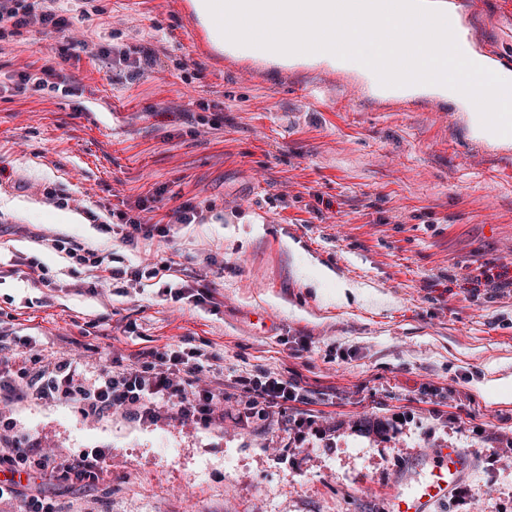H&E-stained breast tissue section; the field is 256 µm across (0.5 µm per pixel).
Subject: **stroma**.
Returning a JSON list of instances; mask_svg holds the SVG:
<instances>
[{"label":"stroma","mask_w":512,"mask_h":512,"mask_svg":"<svg viewBox=\"0 0 512 512\" xmlns=\"http://www.w3.org/2000/svg\"><path fill=\"white\" fill-rule=\"evenodd\" d=\"M191 3L104 0L87 18L65 0L63 32L29 29L0 56V332L90 371L113 351L127 365L188 337L217 353L210 379L226 385L220 427L14 406L32 443L105 454L97 485L44 494L59 512H387L401 468L447 444L475 467L446 512H512V400L479 390L512 377V292L475 281L512 277V145L473 137L446 100L219 50ZM437 4L512 68V0ZM69 40L86 48L61 58ZM112 44L153 48L157 61L128 82L102 52ZM46 63L70 90L47 106L16 91L20 67ZM213 101L223 112L203 111ZM155 193L151 223L190 198L208 205L205 222L131 245L88 218ZM57 234L127 264L173 261L211 297L96 286L95 269L47 247ZM34 259L54 287L27 279ZM320 265L335 280L317 281ZM343 282L360 292L340 304ZM258 365L311 397L325 436L297 442L284 415L264 429L246 420L233 382Z\"/></svg>","instance_id":"stroma-1"}]
</instances>
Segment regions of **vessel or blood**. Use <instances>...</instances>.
<instances>
[{"label":"vessel or blood","mask_w":512,"mask_h":512,"mask_svg":"<svg viewBox=\"0 0 512 512\" xmlns=\"http://www.w3.org/2000/svg\"><path fill=\"white\" fill-rule=\"evenodd\" d=\"M473 466L463 449H432L399 472L388 512H433L436 506L448 503Z\"/></svg>","instance_id":"b4317fda"}]
</instances>
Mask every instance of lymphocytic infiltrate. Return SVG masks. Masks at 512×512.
<instances>
[{"label":"lymphocytic infiltrate","instance_id":"obj_1","mask_svg":"<svg viewBox=\"0 0 512 512\" xmlns=\"http://www.w3.org/2000/svg\"><path fill=\"white\" fill-rule=\"evenodd\" d=\"M58 0H0V55L14 36L39 27L57 32L68 20L57 8ZM146 204L137 213L120 212V224L127 243L158 237L169 239L177 225L199 224L204 209L194 200H186L173 212V223L151 224L145 217ZM51 248L66 253L77 264L98 269L106 282H140L142 278L173 280L170 264L161 262L147 267L114 265L112 257L90 250L69 238L50 239ZM211 357L199 348L167 344L142 354L136 365L116 368L103 365L95 378H88L81 363L74 358L43 362L33 357L30 366L14 368L11 362L0 365V410L31 398L53 400L76 406L87 417L102 419L115 414L140 422L161 418L173 421H197L212 426L224 421V390L211 386L208 376ZM238 386L248 393L247 411L251 417L267 421L289 401L300 402L293 421L312 422L307 406L310 399L297 385L275 372L256 368L249 376L237 377ZM101 452L77 457L63 456L34 447L23 435L6 437L0 448V468L13 473L25 472L50 483L97 484L104 469Z\"/></svg>","mask_w":512,"mask_h":512}]
</instances>
